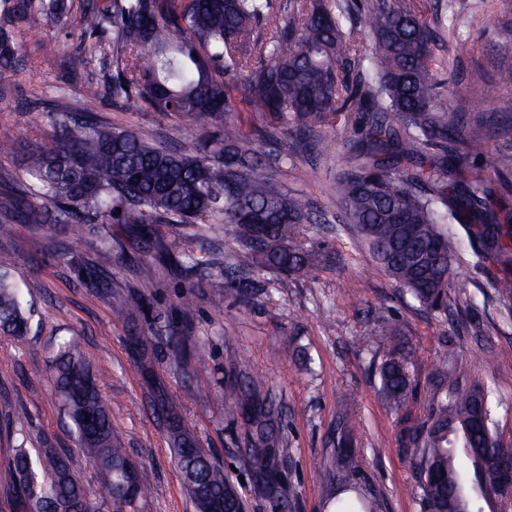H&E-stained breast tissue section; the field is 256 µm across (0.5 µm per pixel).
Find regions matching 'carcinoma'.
I'll return each instance as SVG.
<instances>
[{
	"label": "carcinoma",
	"instance_id": "cac0c4a2",
	"mask_svg": "<svg viewBox=\"0 0 512 512\" xmlns=\"http://www.w3.org/2000/svg\"><path fill=\"white\" fill-rule=\"evenodd\" d=\"M345 0H293L288 13L270 12L269 0H0V87L19 81L16 31L42 21L76 28L81 42L112 31V69L81 84L77 104L46 113V130L23 152V177L0 197V225L37 224L51 236L96 230L95 261L79 268L96 295L112 296V263L126 259L125 245L112 238V224L129 225L140 244L155 225L187 228L204 220L226 227L240 247L236 266L267 268L286 277L331 262L326 251L305 246L299 229L315 224L310 203L273 180L234 119L204 132L191 152L144 140L132 129L100 118L107 100H140L157 112L187 115L206 125L233 112L224 74L239 72L244 91L267 120L263 137L278 143L290 128L294 145L319 153L313 128L344 108L356 112L364 131L348 140L350 156L332 193L356 225L382 270L421 306L448 310V281L456 248L468 241L476 264H495L492 288L512 298V211L495 204L497 188L482 175L462 176L468 160L485 153L483 138L466 114L438 107L439 83L431 70L433 30L402 0H375L365 25L375 47L343 36ZM374 56L372 80L351 78L339 68ZM245 211L266 222L262 235L241 219ZM461 224L466 239L448 230ZM158 262H176L187 277L197 274L193 256L175 260L167 247ZM30 308L8 266L0 263V333L23 336ZM390 344L378 367V390L400 409L413 394V351L390 323L379 325ZM136 364L151 372L147 345L135 339ZM64 415L95 465L101 503L125 512L145 496L150 477L136 467V496L124 483L132 463L112 433L108 404L78 338L60 345L51 365ZM432 402L438 414L407 428L406 454L416 465L420 512H455L448 494L474 507L490 487L476 449L498 441L488 393L477 382L448 375V359L435 369ZM156 404L168 414L175 464L198 512H233L244 507L224 469L185 435L187 428L159 386ZM225 406L242 420L245 456L255 493L274 508L283 503L277 474L284 457L282 427L267 396L255 383L241 387ZM355 426L346 423L336 449L335 512H376L364 494L345 496L361 460L353 448ZM461 434L474 467L467 491L452 450ZM45 459L20 447L12 458L16 492L32 512H100L69 460L47 448Z\"/></svg>",
	"mask_w": 512,
	"mask_h": 512
}]
</instances>
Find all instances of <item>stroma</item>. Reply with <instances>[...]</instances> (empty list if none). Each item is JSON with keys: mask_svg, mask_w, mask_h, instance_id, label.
Masks as SVG:
<instances>
[{"mask_svg": "<svg viewBox=\"0 0 512 512\" xmlns=\"http://www.w3.org/2000/svg\"><path fill=\"white\" fill-rule=\"evenodd\" d=\"M437 31L432 64L440 82L439 102L450 112L466 113L487 150L472 169L495 183L512 185V84L500 76L512 70V39L501 31L512 21V0H409ZM483 15L486 26L473 31L470 15ZM56 43L55 57H44L40 40ZM18 53L22 81L0 91V139L17 145L39 137L45 113L75 103L80 86L70 81L65 64L77 55L68 31L48 23L23 28ZM243 133L256 141L267 170L288 189L307 198L322 215L309 226L308 247L323 249L332 265L300 276L281 277L263 269L251 273L257 289L249 301L230 291L238 246L218 224L187 228L185 237L168 226L155 227L157 239L191 251L208 272L201 288L188 291V280L159 264L152 247L136 263L112 265V297L85 288L76 267L92 262L96 234L75 244L49 238L31 224H11L0 232V260L10 262L15 281L34 312L27 336L0 333V512H27L17 496L10 469L18 444L31 453L52 448L66 454L81 483L99 492L98 473L59 406L50 366L63 338L77 337L94 371L103 373L101 392L112 412L116 439L133 461L153 478L141 512H196L173 461L168 430L154 406V382H162L176 411L203 448L224 469L243 497L245 512H271L270 503L253 492L241 446L243 430L219 399L234 387L257 381L270 396L284 425L282 485L288 512H331L336 484L329 465L336 457V435L343 419L357 425L355 446L363 468L354 479L358 492L373 496L378 512H419L415 470L404 452L406 421L431 413V372L443 357L441 337L454 344L452 365L465 379L482 382L490 392L492 419L503 444H512V300L499 297L491 283L492 264L476 265L468 246L450 280L449 315L427 310L405 294L370 256L330 187L343 168L347 139L362 129L343 119L322 123L324 143L315 157L285 147L269 155L261 144L266 123L257 104L245 96L237 73L225 75ZM497 85L496 97L484 90ZM103 119L136 129L143 138L191 150L201 134L189 118L165 115L137 101L105 105ZM357 296H350V289ZM191 295L194 308L183 312ZM398 325L412 343L415 393L394 410L378 392L376 367L388 347L375 335L379 321ZM187 330L190 362L179 360L167 341L169 328ZM154 349L152 375L132 358V337ZM371 347L359 349L357 337ZM27 421L10 422L17 411Z\"/></svg>", "mask_w": 512, "mask_h": 512, "instance_id": "1", "label": "stroma"}]
</instances>
